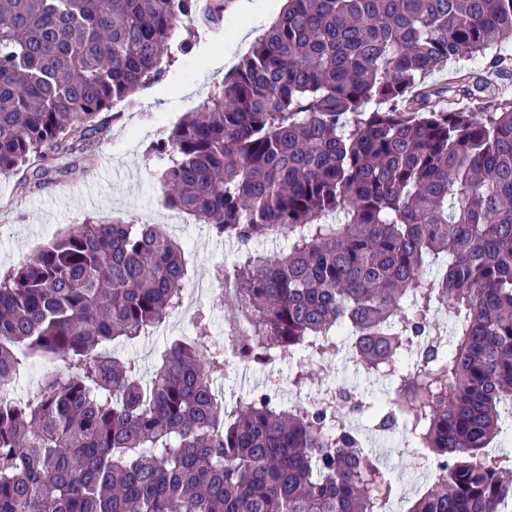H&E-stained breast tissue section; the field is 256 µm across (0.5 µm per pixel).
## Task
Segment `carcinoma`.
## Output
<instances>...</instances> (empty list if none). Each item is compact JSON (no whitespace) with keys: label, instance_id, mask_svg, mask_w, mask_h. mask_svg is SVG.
<instances>
[{"label":"carcinoma","instance_id":"obj_1","mask_svg":"<svg viewBox=\"0 0 512 512\" xmlns=\"http://www.w3.org/2000/svg\"><path fill=\"white\" fill-rule=\"evenodd\" d=\"M195 7L0 0V176L33 194L91 155ZM511 63L512 0H286L153 147L167 206L240 247L212 268L226 340L174 342L147 380L112 356L182 304L185 248L155 224L89 219L0 272V512H386L396 485L330 404L271 384L226 409L227 340L247 365L303 353L298 392L349 349L392 390L359 408L400 415L436 471L406 512H512V458L488 455L512 402V98L479 77ZM445 68L461 108L426 84ZM34 357L64 370L16 400Z\"/></svg>","mask_w":512,"mask_h":512}]
</instances>
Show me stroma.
Returning a JSON list of instances; mask_svg holds the SVG:
<instances>
[{
  "label": "stroma",
  "instance_id": "stroma-1",
  "mask_svg": "<svg viewBox=\"0 0 512 512\" xmlns=\"http://www.w3.org/2000/svg\"><path fill=\"white\" fill-rule=\"evenodd\" d=\"M242 19L238 0H224L220 29L200 32L192 56L178 57L159 82L116 103L109 131L92 156L79 160L61 157L58 165L63 174L57 182L24 196L13 180L0 177V270L17 266L65 228L88 218L143 220L174 231L187 246L186 280L190 283L205 279L213 264L233 261L238 251L236 242L212 237L194 218L175 215L165 206L156 168L149 162L147 151L167 136L184 113L200 109L207 93L250 52L251 41L232 37ZM195 337L192 327L174 325L133 343H118L112 352L135 360L148 375L160 351L174 341ZM294 373L291 361L266 368L235 364L218 381L217 388L226 396H243L263 389L271 376L279 380L284 400L298 396L310 400L333 381L329 373L314 376L298 391L291 384ZM347 420L360 433L365 446L382 457L384 468L398 487V495L390 503L392 512H406L431 479L410 480V445L405 431L399 428L384 437L364 416L351 414Z\"/></svg>",
  "mask_w": 512,
  "mask_h": 512
}]
</instances>
